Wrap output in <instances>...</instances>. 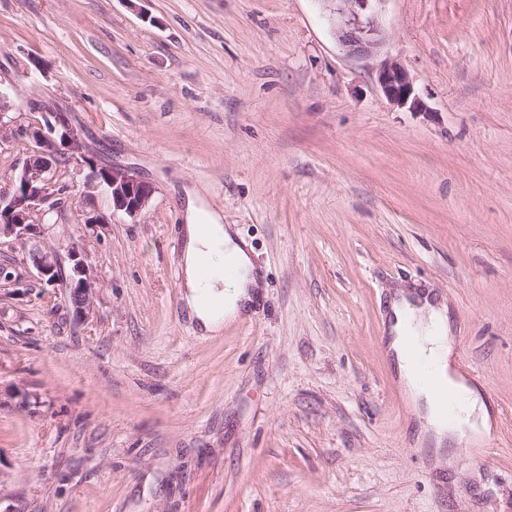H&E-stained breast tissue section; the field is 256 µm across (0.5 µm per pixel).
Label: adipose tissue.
Here are the masks:
<instances>
[{
	"label": "adipose tissue",
	"instance_id": "1",
	"mask_svg": "<svg viewBox=\"0 0 512 512\" xmlns=\"http://www.w3.org/2000/svg\"><path fill=\"white\" fill-rule=\"evenodd\" d=\"M183 228L182 299L205 332L220 331L225 323L247 314L263 286L245 240L224 225L218 213L203 207L200 197L189 198ZM233 255L238 274L233 279L216 275L203 279L201 265H221L225 255ZM219 298L218 306L202 303L203 295ZM451 323L444 300L431 293L395 291L389 302L387 351L395 360L402 391L430 433L436 446L446 440L466 438L480 444L489 436L492 422L479 390L461 376L452 357ZM419 349L423 372L412 370L407 362L408 347ZM446 387L458 402V410L447 414L435 395L436 387Z\"/></svg>",
	"mask_w": 512,
	"mask_h": 512
}]
</instances>
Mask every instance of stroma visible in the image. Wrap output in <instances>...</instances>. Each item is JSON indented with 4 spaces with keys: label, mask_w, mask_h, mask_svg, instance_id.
Here are the masks:
<instances>
[{
    "label": "stroma",
    "mask_w": 512,
    "mask_h": 512,
    "mask_svg": "<svg viewBox=\"0 0 512 512\" xmlns=\"http://www.w3.org/2000/svg\"><path fill=\"white\" fill-rule=\"evenodd\" d=\"M347 56L326 0H0L11 114L69 113L155 187L106 209L82 174L50 242L95 267L93 314L0 243V512H512V0H382ZM401 63L426 102L376 85ZM264 286L203 332L182 301L186 190ZM429 288L493 430L437 460L386 352L391 292ZM376 82L388 101L398 107L425 111L426 104L416 93L407 70L398 62L385 60L376 71Z\"/></svg>",
    "instance_id": "obj_1"
}]
</instances>
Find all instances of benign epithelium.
<instances>
[{
	"label": "benign epithelium",
	"instance_id": "1",
	"mask_svg": "<svg viewBox=\"0 0 512 512\" xmlns=\"http://www.w3.org/2000/svg\"><path fill=\"white\" fill-rule=\"evenodd\" d=\"M332 2L336 34L348 56L359 60L374 56L383 43V33L375 11L370 8L372 0ZM376 82L391 103L414 111L426 109L400 63L382 62L376 71ZM10 93V88L0 84V141L26 136L31 144L12 191L0 194V240L24 242L38 278L53 282L60 268V252L45 240L41 219L58 208L63 196L55 179L60 160L84 174L86 187L101 191L112 211L129 216L141 213L148 207L155 188L129 170L98 164L86 152L80 133L65 112L44 110L40 119L32 120L28 126L16 124V118L7 112ZM67 255L72 262L71 274L65 281L68 304L74 319L82 322L94 311L95 268L88 255L75 245L68 247Z\"/></svg>",
	"mask_w": 512,
	"mask_h": 512
}]
</instances>
